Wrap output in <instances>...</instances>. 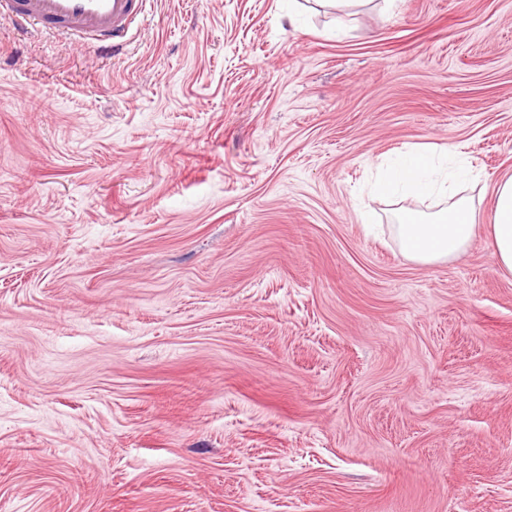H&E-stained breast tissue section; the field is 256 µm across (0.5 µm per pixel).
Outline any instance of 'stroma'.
<instances>
[{
  "mask_svg": "<svg viewBox=\"0 0 512 512\" xmlns=\"http://www.w3.org/2000/svg\"><path fill=\"white\" fill-rule=\"evenodd\" d=\"M458 146L422 266L363 187ZM512 0L0 17V512H512ZM145 0H2L1 16L18 26L35 23L43 29L95 40L107 53L120 52L139 19ZM452 145L437 155L419 149L405 152L392 164L378 166L372 193L439 198L441 208L430 217L406 208L398 211L393 229L402 252L421 265L458 256L468 247L478 224L473 200L457 198L456 185L476 179L471 169L453 161ZM492 216L495 271L512 275V176L497 183Z\"/></svg>",
  "mask_w": 512,
  "mask_h": 512,
  "instance_id": "stroma-1",
  "label": "stroma"
}]
</instances>
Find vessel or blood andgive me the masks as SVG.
I'll use <instances>...</instances> for the list:
<instances>
[{
	"instance_id": "b4317fda",
	"label": "vessel or blood",
	"mask_w": 512,
	"mask_h": 512,
	"mask_svg": "<svg viewBox=\"0 0 512 512\" xmlns=\"http://www.w3.org/2000/svg\"><path fill=\"white\" fill-rule=\"evenodd\" d=\"M145 0H0V14L18 26L34 23L78 39L95 40L108 53L122 51Z\"/></svg>"
}]
</instances>
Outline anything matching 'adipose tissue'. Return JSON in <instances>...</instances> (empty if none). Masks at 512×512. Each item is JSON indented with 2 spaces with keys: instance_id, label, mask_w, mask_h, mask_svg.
I'll list each match as a JSON object with an SVG mask.
<instances>
[{
  "instance_id": "1",
  "label": "adipose tissue",
  "mask_w": 512,
  "mask_h": 512,
  "mask_svg": "<svg viewBox=\"0 0 512 512\" xmlns=\"http://www.w3.org/2000/svg\"><path fill=\"white\" fill-rule=\"evenodd\" d=\"M453 156L450 147L437 154L408 150L396 162L379 165L372 186L379 194L440 199L441 208L431 216L405 208L397 214L394 232L401 250L422 265L458 256L478 228L472 199L456 194L457 184L472 178L473 173ZM491 234L496 271L512 275V176L496 185Z\"/></svg>"
}]
</instances>
